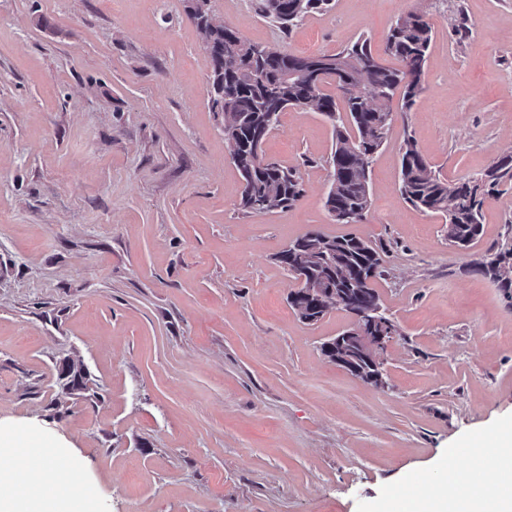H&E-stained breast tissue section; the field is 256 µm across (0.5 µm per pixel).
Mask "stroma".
<instances>
[{"instance_id": "35a3bbf8", "label": "stroma", "mask_w": 512, "mask_h": 512, "mask_svg": "<svg viewBox=\"0 0 512 512\" xmlns=\"http://www.w3.org/2000/svg\"><path fill=\"white\" fill-rule=\"evenodd\" d=\"M212 2L246 40L295 54L361 37L380 53L400 16L433 24L370 210L331 220L333 129L297 109L264 153L299 170L303 198L239 209L183 0H0V427L26 454L66 452L96 512H392L393 485L439 475L451 448L483 465L512 429V305L467 270L512 246V190L466 250L399 190L405 136L448 179L512 148V0H334L289 33L253 0ZM313 229L385 251V388L323 355L345 311L309 324L288 305L276 256ZM65 359L94 404L61 402Z\"/></svg>"}]
</instances>
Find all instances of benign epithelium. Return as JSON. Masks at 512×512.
<instances>
[{"instance_id":"benign-epithelium-1","label":"benign epithelium","mask_w":512,"mask_h":512,"mask_svg":"<svg viewBox=\"0 0 512 512\" xmlns=\"http://www.w3.org/2000/svg\"><path fill=\"white\" fill-rule=\"evenodd\" d=\"M297 287L292 289L291 300L295 302L298 312H306L307 301L312 298L322 301L335 295V289L318 285L310 280L299 267L292 271ZM349 315L355 322L351 330L340 333L326 341L329 349L336 350V366L348 373L357 369L359 357L370 351L374 353L372 367L378 371L383 369V352L389 342L386 324L379 317H369L363 311H351Z\"/></svg>"}]
</instances>
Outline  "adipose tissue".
Masks as SVG:
<instances>
[{"instance_id":"ef3b65f1","label":"adipose tissue","mask_w":512,"mask_h":512,"mask_svg":"<svg viewBox=\"0 0 512 512\" xmlns=\"http://www.w3.org/2000/svg\"><path fill=\"white\" fill-rule=\"evenodd\" d=\"M486 476L466 464L449 463L439 481L419 491H390L402 512H512V432L500 435L486 461ZM0 512H93L92 497L74 471L55 463L34 465L17 450V436L0 429Z\"/></svg>"}]
</instances>
